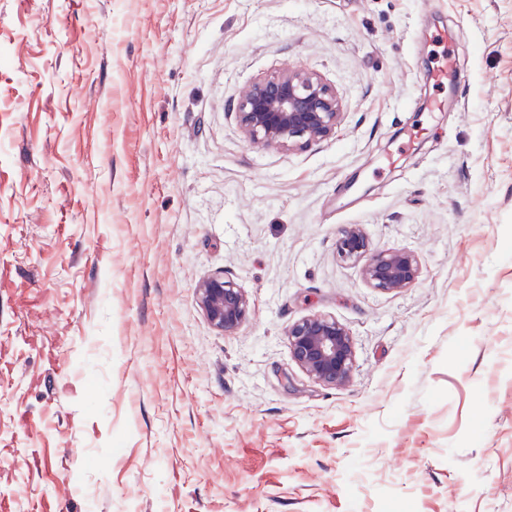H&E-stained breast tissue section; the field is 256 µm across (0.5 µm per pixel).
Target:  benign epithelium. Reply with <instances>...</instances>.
<instances>
[{
  "label": "benign epithelium",
  "mask_w": 512,
  "mask_h": 512,
  "mask_svg": "<svg viewBox=\"0 0 512 512\" xmlns=\"http://www.w3.org/2000/svg\"><path fill=\"white\" fill-rule=\"evenodd\" d=\"M236 115L250 143L289 151L329 137L340 123L341 112L335 91L319 76L281 72L253 83L238 100ZM336 253L345 261L361 264L364 280L383 293H401L421 274L414 252L373 250L357 225L342 229ZM195 294L206 319L219 333L233 335L248 319L249 296L221 273L199 280ZM286 336L292 360L312 380L332 387L350 383L355 348L344 324L312 314L289 325Z\"/></svg>",
  "instance_id": "obj_1"
}]
</instances>
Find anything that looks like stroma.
<instances>
[{"label": "stroma", "instance_id": "1", "mask_svg": "<svg viewBox=\"0 0 512 512\" xmlns=\"http://www.w3.org/2000/svg\"><path fill=\"white\" fill-rule=\"evenodd\" d=\"M283 69L333 88L335 134L245 140ZM349 225L418 281L371 288ZM215 273L252 302L231 336ZM314 313L346 386L290 357ZM1 502L512 512V0H0ZM195 294L206 319L219 333L233 335L248 319L251 310L249 296L221 273L199 280ZM292 360L312 380L324 386L350 383L355 348L348 328L335 318L312 314L288 326Z\"/></svg>", "mask_w": 512, "mask_h": 512}]
</instances>
